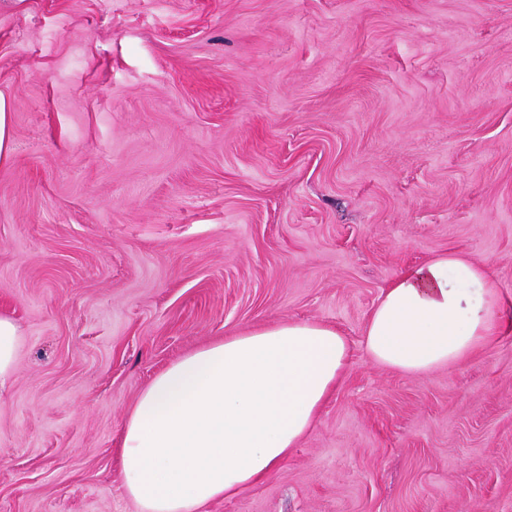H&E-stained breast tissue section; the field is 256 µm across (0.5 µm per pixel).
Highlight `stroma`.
Returning a JSON list of instances; mask_svg holds the SVG:
<instances>
[{
  "label": "stroma",
  "instance_id": "obj_1",
  "mask_svg": "<svg viewBox=\"0 0 512 512\" xmlns=\"http://www.w3.org/2000/svg\"><path fill=\"white\" fill-rule=\"evenodd\" d=\"M0 512H139L120 435L190 351L278 321L351 363L277 471L202 512H512V330L370 362L398 273L512 317V0H0ZM16 102L0 92V165L8 163L13 155L12 116ZM21 341L22 334L16 322L11 317L0 314V386L15 372Z\"/></svg>",
  "mask_w": 512,
  "mask_h": 512
}]
</instances>
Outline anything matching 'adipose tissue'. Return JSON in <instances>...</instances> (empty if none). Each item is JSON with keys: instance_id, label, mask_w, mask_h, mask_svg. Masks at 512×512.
Here are the masks:
<instances>
[{"instance_id": "1", "label": "adipose tissue", "mask_w": 512, "mask_h": 512, "mask_svg": "<svg viewBox=\"0 0 512 512\" xmlns=\"http://www.w3.org/2000/svg\"><path fill=\"white\" fill-rule=\"evenodd\" d=\"M487 270L456 253L405 268L364 331L375 364L416 376L467 362L502 329ZM351 360L341 332L291 321L198 348L155 375L129 412L120 462L140 512H200L272 475Z\"/></svg>"}]
</instances>
